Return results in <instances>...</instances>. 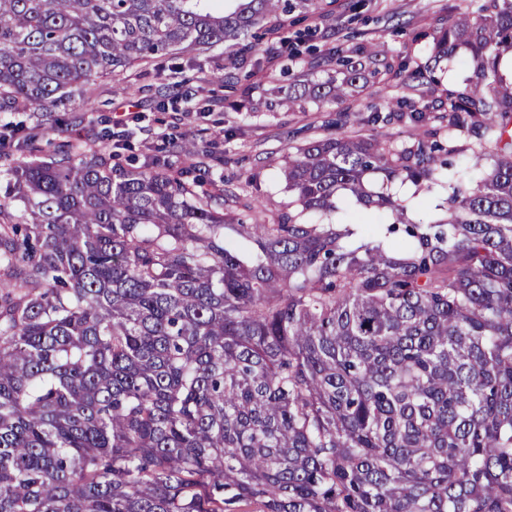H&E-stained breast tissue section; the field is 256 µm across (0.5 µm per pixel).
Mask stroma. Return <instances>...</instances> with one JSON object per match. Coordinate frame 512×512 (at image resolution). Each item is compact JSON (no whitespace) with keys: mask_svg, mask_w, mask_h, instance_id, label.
<instances>
[{"mask_svg":"<svg viewBox=\"0 0 512 512\" xmlns=\"http://www.w3.org/2000/svg\"><path fill=\"white\" fill-rule=\"evenodd\" d=\"M325 10L296 9L278 34L262 32L250 53L252 64L237 84H223L229 69L228 48L224 45L201 48L178 60L166 59L164 70L185 68L188 74L207 76L215 101L210 111H197L195 104L178 103L176 108L157 111L150 93L133 90V75L125 73L100 79L99 95L90 112H71L69 136L78 148L103 147L115 150L108 133H122L137 152L156 155L166 150L171 138L215 142L219 151L231 156L232 165L215 168L212 178L234 183L250 182L267 218L299 212L295 197L286 187L282 169L296 147L331 134H346L391 140L408 146L413 130L405 124L388 126L366 123L378 99L370 89L359 90L346 103L303 101L287 107L288 90L295 81L323 80L327 71L313 67V55H324L342 41L377 43L390 56H414L427 50L429 34L448 21L452 0H360L357 10H349L350 0H319ZM304 42L311 51L281 66L269 59L265 49L273 37ZM334 223L347 230L346 242L357 247L383 239L389 218L371 215L369 223L356 224L357 207L350 199L338 202Z\"/></svg>","mask_w":512,"mask_h":512,"instance_id":"35a3bbf8","label":"stroma"}]
</instances>
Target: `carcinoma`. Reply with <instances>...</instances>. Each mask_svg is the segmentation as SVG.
I'll use <instances>...</instances> for the list:
<instances>
[{"label":"carcinoma","instance_id":"carcinoma-1","mask_svg":"<svg viewBox=\"0 0 512 512\" xmlns=\"http://www.w3.org/2000/svg\"><path fill=\"white\" fill-rule=\"evenodd\" d=\"M304 0H0V112L39 124L0 138V512H512V0L454 4L425 61L375 44L324 58L340 78L410 91L458 47L474 78L438 100L386 97L373 123L415 141L329 136L285 168L301 211L242 224L257 198L152 156L140 167L64 141L56 113L95 82L177 50L248 46ZM186 79L148 86L164 110ZM492 159L455 170V140ZM231 159L207 140L170 153ZM448 186L447 218L409 222L364 177ZM343 193L392 217L349 249L303 220ZM21 210L14 221L12 205Z\"/></svg>","mask_w":512,"mask_h":512}]
</instances>
